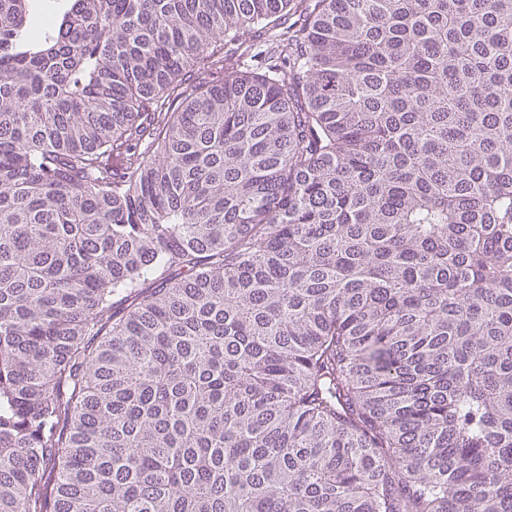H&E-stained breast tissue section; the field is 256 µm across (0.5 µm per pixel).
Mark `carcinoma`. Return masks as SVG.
I'll return each instance as SVG.
<instances>
[{"label":"carcinoma","mask_w":512,"mask_h":512,"mask_svg":"<svg viewBox=\"0 0 512 512\" xmlns=\"http://www.w3.org/2000/svg\"><path fill=\"white\" fill-rule=\"evenodd\" d=\"M0 0V512H512V0Z\"/></svg>","instance_id":"1"}]
</instances>
